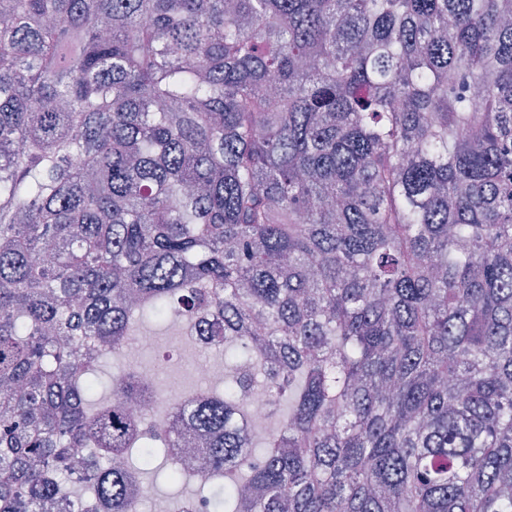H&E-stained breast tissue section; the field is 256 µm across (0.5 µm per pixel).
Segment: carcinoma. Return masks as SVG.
<instances>
[{"label":"carcinoma","instance_id":"1","mask_svg":"<svg viewBox=\"0 0 512 512\" xmlns=\"http://www.w3.org/2000/svg\"><path fill=\"white\" fill-rule=\"evenodd\" d=\"M171 317L224 393L91 402ZM188 431L210 512H512V0H0V512Z\"/></svg>","mask_w":512,"mask_h":512}]
</instances>
